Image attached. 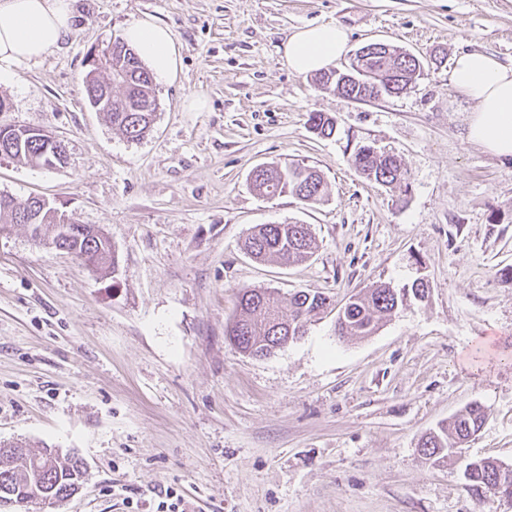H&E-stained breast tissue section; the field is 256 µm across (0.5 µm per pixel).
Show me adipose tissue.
Segmentation results:
<instances>
[{
    "label": "adipose tissue",
    "instance_id": "obj_1",
    "mask_svg": "<svg viewBox=\"0 0 512 512\" xmlns=\"http://www.w3.org/2000/svg\"><path fill=\"white\" fill-rule=\"evenodd\" d=\"M70 0H0V82L16 81L18 65L39 59L70 32ZM125 42L146 63L155 80L174 81L181 69L182 47L172 31L146 16L132 21ZM348 48V34L338 24L304 26L291 32L282 59L298 74L332 68ZM450 81L472 103L467 136L486 152L512 157V68L482 51L454 58Z\"/></svg>",
    "mask_w": 512,
    "mask_h": 512
}]
</instances>
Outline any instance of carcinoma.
<instances>
[{"label":"carcinoma","mask_w":512,"mask_h":512,"mask_svg":"<svg viewBox=\"0 0 512 512\" xmlns=\"http://www.w3.org/2000/svg\"><path fill=\"white\" fill-rule=\"evenodd\" d=\"M395 70L403 85L421 75V62L410 61L403 53L392 50L366 55L365 60L354 59L345 73L324 71L315 76V83L333 88L344 98L354 101L376 100L392 95L386 87L385 75ZM86 95L103 87L119 89V95L97 97L96 111L106 115L112 129L129 141H139L150 131L158 110L154 78L136 51L126 42H112V70L107 76L95 67H89L85 76ZM310 127L320 135H331L335 120L323 112H312ZM41 145L29 136L13 139L10 157L28 164ZM351 164L365 178L384 185L407 181V170L402 161L392 155L379 153L372 147H360ZM250 184L261 196L289 194L303 204L320 201L327 184L314 167L304 165L261 166L250 177ZM32 232L39 243H60L86 258L95 269H117V263H108L112 249L110 239L103 231L94 234L63 235L62 225L53 216L43 214L40 224ZM317 248L315 237L306 224H258L244 242V250L259 261L277 258L285 263H299L311 257ZM407 292H398L379 285L366 292L352 295L337 314L336 328L341 337L369 336L379 325L382 316L395 312L403 304ZM329 297L310 291H296L282 296L269 288H246L238 296L237 314L226 331L230 344L245 355L259 352L271 354L278 345H286L305 332L308 316L331 308ZM484 411L477 403L466 406L451 420L421 439L420 453L433 464H456L462 456V446L482 426ZM86 469L74 455L60 454L55 448L38 451L24 448L20 451L0 446V498L25 501L36 498L43 505H52L70 498L80 489ZM467 491L477 500L488 495L500 499L512 498V467L491 459H469L462 470Z\"/></svg>","instance_id":"carcinoma-1"}]
</instances>
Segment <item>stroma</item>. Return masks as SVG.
Segmentation results:
<instances>
[{"instance_id": "obj_1", "label": "stroma", "mask_w": 512, "mask_h": 512, "mask_svg": "<svg viewBox=\"0 0 512 512\" xmlns=\"http://www.w3.org/2000/svg\"><path fill=\"white\" fill-rule=\"evenodd\" d=\"M60 47L0 84V124L46 129L66 164L0 156V195L48 198L101 227L116 271L0 233V442L78 456L87 480L49 512H512L471 497L456 467L418 451L470 403L486 413L470 458L512 466V158L467 137L453 59L480 50L512 67V0H72ZM150 15L182 46L157 83L150 133L131 142L87 104L86 59ZM347 28L348 50L384 42L424 64L398 96L366 102L291 72L281 48L307 24ZM348 57L338 68L348 67ZM200 95L201 112L183 108ZM336 120L313 132L309 115ZM402 159L405 186L361 177V145ZM321 171L305 205L261 197V165ZM309 225L300 265L259 262L258 224ZM424 282L366 337L334 315L265 358L226 339L241 289L358 290Z\"/></svg>"}]
</instances>
